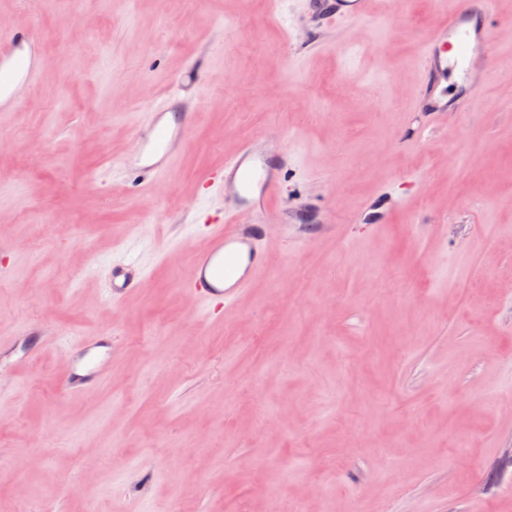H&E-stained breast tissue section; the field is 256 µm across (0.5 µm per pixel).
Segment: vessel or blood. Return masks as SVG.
<instances>
[{"label": "vessel or blood", "mask_w": 512, "mask_h": 512, "mask_svg": "<svg viewBox=\"0 0 512 512\" xmlns=\"http://www.w3.org/2000/svg\"><path fill=\"white\" fill-rule=\"evenodd\" d=\"M369 0H313L322 18L366 20ZM494 0H460L443 24L420 44L423 80L413 96L415 111L436 115L447 109L448 90L473 87L470 64L489 56V22ZM36 37L24 25L0 34V112L10 111L15 102L14 88L36 77L34 56ZM172 100H164L154 113L143 135V152L136 160L126 161L130 171H143L158 177L176 160V146L186 144L190 120L180 114L168 120ZM287 151L269 154L248 143L224 162V175L217 178L234 205L225 214L223 224L215 226L204 247L194 252L187 277V294L198 303L202 313L214 303L230 304L250 286L251 279L264 268V244L270 223L266 218L270 203L281 190L280 173L287 168ZM144 270L136 262L112 266L105 286L109 297L121 299L141 286ZM67 356L70 371L62 380L68 395L92 393L112 369V338L106 334L85 336L71 343Z\"/></svg>", "instance_id": "vessel-or-blood-1"}]
</instances>
